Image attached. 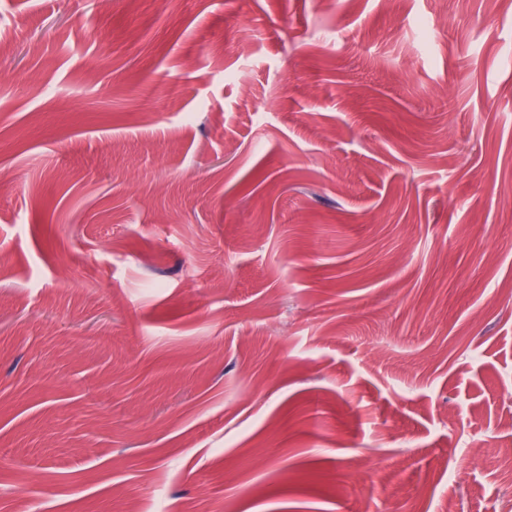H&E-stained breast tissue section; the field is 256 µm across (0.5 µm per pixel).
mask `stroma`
Instances as JSON below:
<instances>
[{
  "label": "stroma",
  "mask_w": 512,
  "mask_h": 512,
  "mask_svg": "<svg viewBox=\"0 0 512 512\" xmlns=\"http://www.w3.org/2000/svg\"><path fill=\"white\" fill-rule=\"evenodd\" d=\"M489 432L512 0H0V512H506Z\"/></svg>",
  "instance_id": "obj_1"
}]
</instances>
